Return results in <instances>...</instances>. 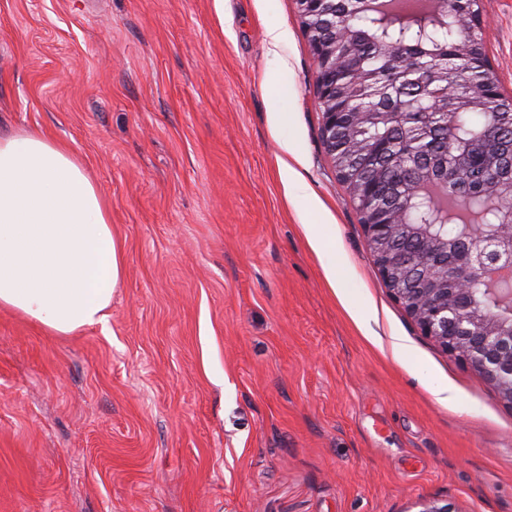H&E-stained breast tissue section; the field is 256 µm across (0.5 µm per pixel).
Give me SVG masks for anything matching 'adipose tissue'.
Here are the masks:
<instances>
[{
  "mask_svg": "<svg viewBox=\"0 0 512 512\" xmlns=\"http://www.w3.org/2000/svg\"><path fill=\"white\" fill-rule=\"evenodd\" d=\"M123 270L107 209L70 146L0 137V308L51 333L106 324Z\"/></svg>",
  "mask_w": 512,
  "mask_h": 512,
  "instance_id": "adipose-tissue-1",
  "label": "adipose tissue"
}]
</instances>
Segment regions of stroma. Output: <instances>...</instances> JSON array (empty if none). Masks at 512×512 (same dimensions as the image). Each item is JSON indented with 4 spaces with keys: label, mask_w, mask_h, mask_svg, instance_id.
Here are the masks:
<instances>
[{
    "label": "stroma",
    "mask_w": 512,
    "mask_h": 512,
    "mask_svg": "<svg viewBox=\"0 0 512 512\" xmlns=\"http://www.w3.org/2000/svg\"><path fill=\"white\" fill-rule=\"evenodd\" d=\"M315 77L296 0H0V136L67 143L124 260L106 325L0 308V512H512V405L386 287Z\"/></svg>",
    "instance_id": "stroma-1"
}]
</instances>
